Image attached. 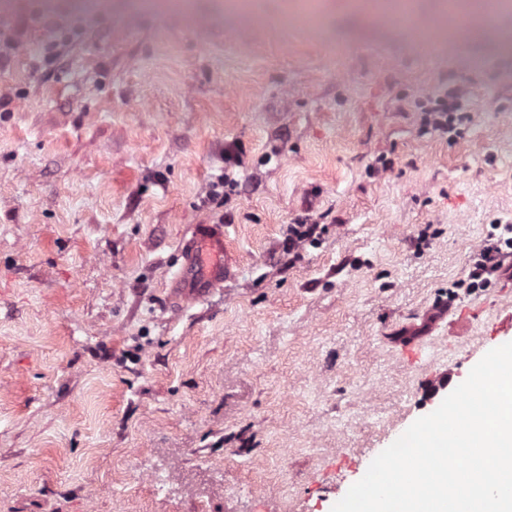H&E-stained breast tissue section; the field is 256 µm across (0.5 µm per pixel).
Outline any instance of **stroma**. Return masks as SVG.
<instances>
[{
  "instance_id": "35a3bbf8",
  "label": "stroma",
  "mask_w": 512,
  "mask_h": 512,
  "mask_svg": "<svg viewBox=\"0 0 512 512\" xmlns=\"http://www.w3.org/2000/svg\"><path fill=\"white\" fill-rule=\"evenodd\" d=\"M387 11L0 0V512H331L499 343L512 266L466 280L512 224V11ZM195 224L231 275L187 304ZM315 226L316 224L289 225L287 241L288 255H293V258L299 256L298 249L300 245L312 236Z\"/></svg>"
}]
</instances>
